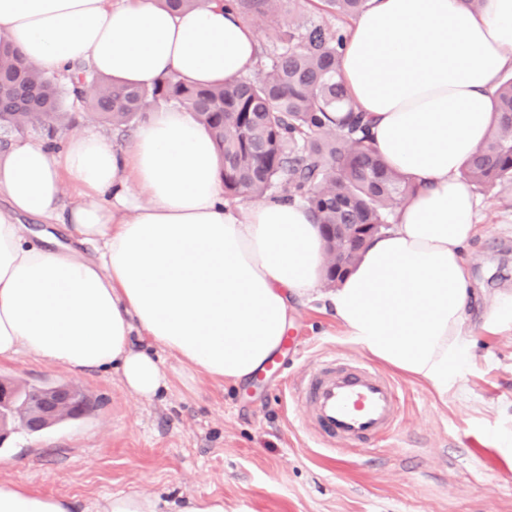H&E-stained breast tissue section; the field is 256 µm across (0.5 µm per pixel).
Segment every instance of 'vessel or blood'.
<instances>
[{
	"label": "vessel or blood",
	"mask_w": 512,
	"mask_h": 512,
	"mask_svg": "<svg viewBox=\"0 0 512 512\" xmlns=\"http://www.w3.org/2000/svg\"><path fill=\"white\" fill-rule=\"evenodd\" d=\"M295 398L327 449L367 448L390 436L400 410L396 385L369 364L328 357L304 375Z\"/></svg>",
	"instance_id": "1"
}]
</instances>
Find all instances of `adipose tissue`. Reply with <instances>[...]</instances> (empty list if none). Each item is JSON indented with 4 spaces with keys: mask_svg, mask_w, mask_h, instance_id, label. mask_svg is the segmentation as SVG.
I'll return each mask as SVG.
<instances>
[{
    "mask_svg": "<svg viewBox=\"0 0 512 512\" xmlns=\"http://www.w3.org/2000/svg\"><path fill=\"white\" fill-rule=\"evenodd\" d=\"M0 42L47 77L87 64L149 86L174 75L206 87L250 78L257 34L227 0L172 12L160 0H0ZM512 70V0H371L348 25L338 79L370 119L374 149L417 184L390 230L325 295L345 336L447 395L477 293L465 253L477 199L462 171ZM221 160L190 108L150 109L131 141L90 131L0 154V358L71 371L116 369L150 399L166 378L143 336L215 380L245 381L280 347L295 307L320 287L323 239L309 207L226 198ZM82 200L69 244L54 226L65 186ZM44 220L32 232L25 218ZM95 247L84 257L81 246ZM67 498L0 487V512H70Z\"/></svg>",
    "mask_w": 512,
    "mask_h": 512,
    "instance_id": "ef3b65f1",
    "label": "adipose tissue"
}]
</instances>
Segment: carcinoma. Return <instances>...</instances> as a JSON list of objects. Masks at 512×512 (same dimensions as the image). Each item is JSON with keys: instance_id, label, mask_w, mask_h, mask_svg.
I'll use <instances>...</instances> for the list:
<instances>
[{"instance_id": "obj_1", "label": "carcinoma", "mask_w": 512, "mask_h": 512, "mask_svg": "<svg viewBox=\"0 0 512 512\" xmlns=\"http://www.w3.org/2000/svg\"><path fill=\"white\" fill-rule=\"evenodd\" d=\"M251 19L278 21L280 51L253 79L211 87L174 76L134 86L93 76L77 66L65 83L21 63L0 44V129L49 132L67 124L63 100L86 104L115 127L160 104L189 106L210 133L230 199H304L323 224H368L370 233L347 247L348 265L366 243L387 231L412 194L406 175L388 167L369 142L367 123L336 81L344 33L308 20L311 0H233ZM326 15L348 20L370 0H321ZM488 133L463 171L480 189L512 183V73L502 76Z\"/></svg>"}]
</instances>
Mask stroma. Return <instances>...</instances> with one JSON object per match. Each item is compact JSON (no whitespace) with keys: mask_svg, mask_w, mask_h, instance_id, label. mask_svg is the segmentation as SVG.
<instances>
[{"mask_svg":"<svg viewBox=\"0 0 512 512\" xmlns=\"http://www.w3.org/2000/svg\"><path fill=\"white\" fill-rule=\"evenodd\" d=\"M478 233L466 263L480 297L469 312V357L447 396L390 367L401 413L391 438L362 452L320 447L285 388L322 359H364L324 302L296 310L279 374L216 381L155 350L167 386L145 400L117 372H73L22 354L0 379L72 383L97 400L88 416L42 434L16 429L0 445V486L64 497L88 512L109 494H152L159 512L187 497L224 512H512V325L483 324L512 295V184L478 192Z\"/></svg>","mask_w":512,"mask_h":512,"instance_id":"stroma-1","label":"stroma"}]
</instances>
